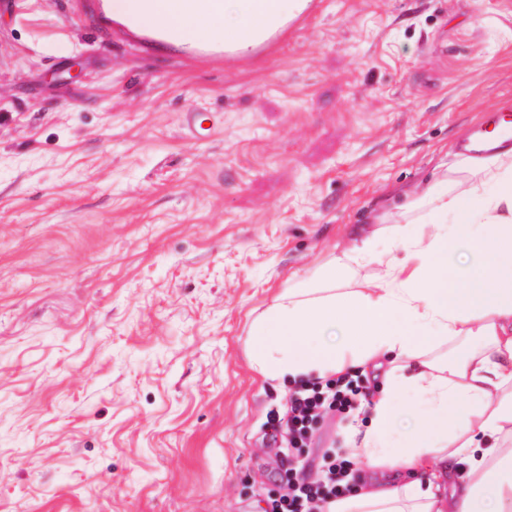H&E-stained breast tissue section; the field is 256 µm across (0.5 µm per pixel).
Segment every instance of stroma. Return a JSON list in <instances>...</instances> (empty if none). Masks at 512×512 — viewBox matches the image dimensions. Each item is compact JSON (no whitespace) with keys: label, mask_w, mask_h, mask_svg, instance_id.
I'll return each instance as SVG.
<instances>
[{"label":"stroma","mask_w":512,"mask_h":512,"mask_svg":"<svg viewBox=\"0 0 512 512\" xmlns=\"http://www.w3.org/2000/svg\"><path fill=\"white\" fill-rule=\"evenodd\" d=\"M0 0V512H266L252 320L512 114V0H314L258 55ZM357 414L299 456H347Z\"/></svg>","instance_id":"1"}]
</instances>
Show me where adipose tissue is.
I'll return each instance as SVG.
<instances>
[{
    "instance_id": "ef3b65f1",
    "label": "adipose tissue",
    "mask_w": 512,
    "mask_h": 512,
    "mask_svg": "<svg viewBox=\"0 0 512 512\" xmlns=\"http://www.w3.org/2000/svg\"><path fill=\"white\" fill-rule=\"evenodd\" d=\"M305 0H108L113 20H136L175 44L223 35L250 55L265 30ZM469 180L420 186L426 215L395 225L404 258L375 252L376 233L297 277L254 320V371L286 387L357 370L380 372L366 427H351L363 460L356 494L327 512H512V151L465 159ZM380 279L350 287L355 267ZM466 338L447 361L432 347ZM413 396L412 411L402 399Z\"/></svg>"
}]
</instances>
